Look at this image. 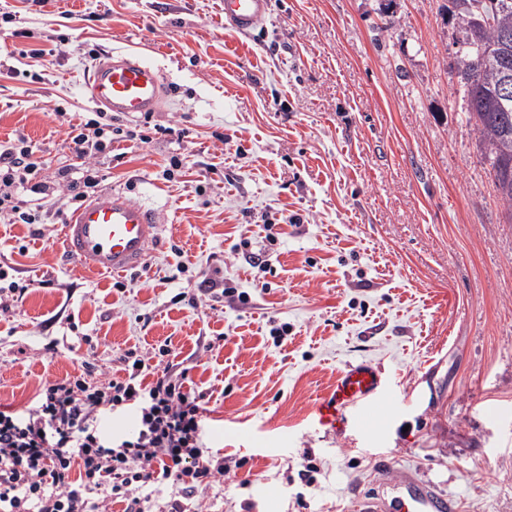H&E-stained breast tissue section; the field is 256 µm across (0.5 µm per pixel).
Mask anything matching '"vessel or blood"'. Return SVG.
<instances>
[{"label": "vessel or blood", "mask_w": 512, "mask_h": 512, "mask_svg": "<svg viewBox=\"0 0 512 512\" xmlns=\"http://www.w3.org/2000/svg\"><path fill=\"white\" fill-rule=\"evenodd\" d=\"M222 2L224 27L233 34H249L267 19L269 0ZM86 87L95 104L125 117L157 111L165 92L160 69L124 53L97 61ZM160 232L153 209L107 188L66 220L61 241L67 261L77 269L115 274L144 265ZM383 386L380 370L371 363H347L330 395L316 407L319 423L333 431L344 430L351 422L367 430L379 419L376 396ZM360 512H458V505L428 481L407 473L395 480H380L374 497Z\"/></svg>", "instance_id": "vessel-or-blood-1"}]
</instances>
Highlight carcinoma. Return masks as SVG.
Returning <instances> with one entry per match:
<instances>
[{"mask_svg": "<svg viewBox=\"0 0 512 512\" xmlns=\"http://www.w3.org/2000/svg\"><path fill=\"white\" fill-rule=\"evenodd\" d=\"M467 7L453 12L459 36L456 38V73L466 101L468 121L475 124L487 171L498 195L512 203V101L502 102L499 89L512 87V39L505 41L502 31L512 32V12H495L496 0H465ZM483 13L486 29L471 37L468 14Z\"/></svg>", "mask_w": 512, "mask_h": 512, "instance_id": "cac0c4a2", "label": "carcinoma"}]
</instances>
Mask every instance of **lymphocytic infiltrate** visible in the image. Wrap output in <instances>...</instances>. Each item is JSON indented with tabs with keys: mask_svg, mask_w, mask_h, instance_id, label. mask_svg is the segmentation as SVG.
Masks as SVG:
<instances>
[{
	"mask_svg": "<svg viewBox=\"0 0 512 512\" xmlns=\"http://www.w3.org/2000/svg\"><path fill=\"white\" fill-rule=\"evenodd\" d=\"M68 148L94 157L112 148V125L94 119L70 125ZM42 167L26 138L0 148V219L38 224L42 209L23 206L18 189L45 194ZM144 359L125 379L68 375L45 382L21 411L0 410V512H192L224 475V458L204 448L202 393L186 372L164 368L145 382ZM135 406L133 433L103 434L105 411Z\"/></svg>",
	"mask_w": 512,
	"mask_h": 512,
	"instance_id": "1",
	"label": "lymphocytic infiltrate"
}]
</instances>
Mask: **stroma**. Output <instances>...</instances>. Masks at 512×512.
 <instances>
[{"mask_svg": "<svg viewBox=\"0 0 512 512\" xmlns=\"http://www.w3.org/2000/svg\"><path fill=\"white\" fill-rule=\"evenodd\" d=\"M449 7L270 0L237 36L222 0H0V146L26 137L50 186L44 223H0V295L26 289L0 310V406L86 361L125 378L134 350L205 395L224 478L203 512H357L383 460L460 512H512V224L453 77ZM112 50L158 67L166 99L113 117L136 140L86 162L66 131ZM86 163L157 211L143 267L63 261L77 203L56 172ZM353 360L398 397L380 433L316 421Z\"/></svg>", "mask_w": 512, "mask_h": 512, "instance_id": "obj_1", "label": "stroma"}]
</instances>
